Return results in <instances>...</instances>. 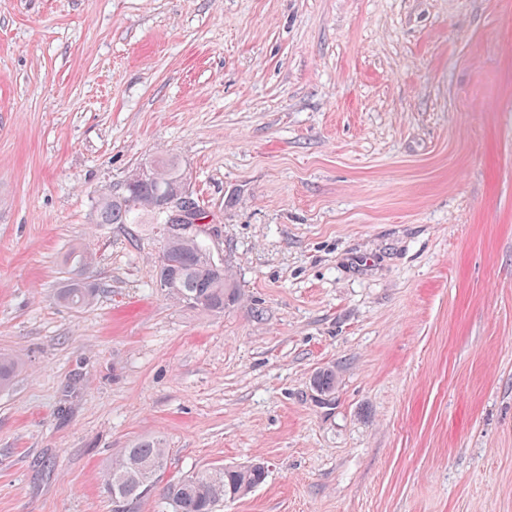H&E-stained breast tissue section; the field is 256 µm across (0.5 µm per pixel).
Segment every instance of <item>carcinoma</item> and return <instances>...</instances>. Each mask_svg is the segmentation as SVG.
Returning a JSON list of instances; mask_svg holds the SVG:
<instances>
[{"label":"carcinoma","instance_id":"obj_1","mask_svg":"<svg viewBox=\"0 0 512 512\" xmlns=\"http://www.w3.org/2000/svg\"><path fill=\"white\" fill-rule=\"evenodd\" d=\"M152 169V177L125 184L124 191L117 196L102 197L97 204L96 223L138 224L143 215L151 216L157 224L172 222V213L162 210L158 202L167 187L183 180V172L172 160L154 163ZM164 251L171 253L175 265L156 267V276L169 278V298L183 305L190 298L194 300L192 308L207 314H222L226 304L239 299V290L231 285L224 264L211 260L210 252L198 237L168 239ZM71 262L74 277L58 290L56 298L81 308L92 302L96 289L82 279L89 263L87 255L76 250ZM18 369L17 360L0 356L1 390L11 386ZM166 461V448L159 439L144 440L121 450L112 460L104 481L117 512H136L141 499L155 488ZM266 478L267 469L262 464L225 466L181 476L164 489L165 512H215L224 500L247 494Z\"/></svg>","mask_w":512,"mask_h":512}]
</instances>
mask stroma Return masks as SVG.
<instances>
[{"label": "stroma", "mask_w": 512, "mask_h": 512, "mask_svg": "<svg viewBox=\"0 0 512 512\" xmlns=\"http://www.w3.org/2000/svg\"><path fill=\"white\" fill-rule=\"evenodd\" d=\"M168 157L219 317L94 220ZM1 354L0 512H112L155 437L265 464L220 512H512V0H0ZM70 259L74 267L75 277L70 278L63 288H59L56 298L61 303L81 308L92 302L96 288H92L80 277L89 263L87 255L79 249L72 253Z\"/></svg>", "instance_id": "1"}]
</instances>
